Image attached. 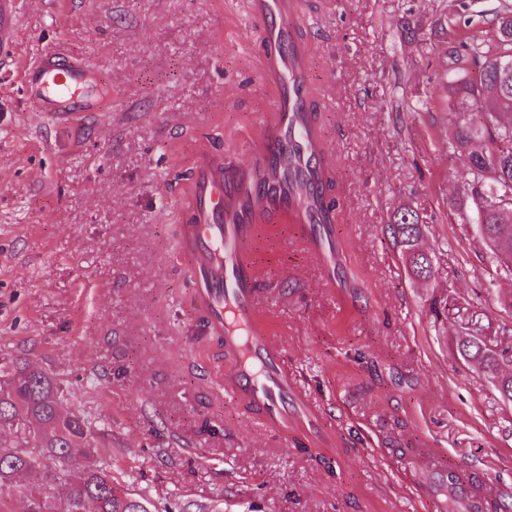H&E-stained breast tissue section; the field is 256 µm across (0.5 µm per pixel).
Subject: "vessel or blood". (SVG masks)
I'll use <instances>...</instances> for the list:
<instances>
[{
  "label": "vessel or blood",
  "instance_id": "b4317fda",
  "mask_svg": "<svg viewBox=\"0 0 512 512\" xmlns=\"http://www.w3.org/2000/svg\"><path fill=\"white\" fill-rule=\"evenodd\" d=\"M295 7V0H250L262 68L274 89L271 113L249 147V164L231 152L199 156L180 245L190 261L195 306L223 341L225 393L249 406L267 429L328 449L334 440L323 431V414L312 408L262 322L254 288L268 233L280 224L321 260L327 281L336 278V209L321 163L326 145L312 112L308 50L286 23ZM18 23L17 0H0L1 61L14 53ZM21 83L34 111L74 118L89 108V67L60 64L58 54L43 56ZM456 473L448 480L432 449L419 448L407 456L401 477L427 487L442 504L459 493L481 499L474 473L465 466Z\"/></svg>",
  "mask_w": 512,
  "mask_h": 512
}]
</instances>
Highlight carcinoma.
Returning <instances> with one entry per match:
<instances>
[{
	"label": "carcinoma",
	"mask_w": 512,
	"mask_h": 512,
	"mask_svg": "<svg viewBox=\"0 0 512 512\" xmlns=\"http://www.w3.org/2000/svg\"><path fill=\"white\" fill-rule=\"evenodd\" d=\"M462 2L448 18V34L486 20L469 14ZM495 52L472 34L448 52L446 106L459 117L451 149L470 172L448 207H466L473 223L486 224L493 238L489 259L499 274L512 277V4L492 15ZM389 230L406 262L419 277H430L432 257L418 248L419 216L398 210ZM460 353L498 381L500 397H512V375L499 373V358L473 339L459 342ZM60 388L47 374L18 359L0 364V512H12L4 496L18 497L25 512H147L123 492L112 472L97 463L96 439L85 420L61 413Z\"/></svg>",
	"instance_id": "1"
}]
</instances>
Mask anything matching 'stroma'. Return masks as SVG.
<instances>
[{
	"instance_id": "stroma-1",
	"label": "stroma",
	"mask_w": 512,
	"mask_h": 512,
	"mask_svg": "<svg viewBox=\"0 0 512 512\" xmlns=\"http://www.w3.org/2000/svg\"><path fill=\"white\" fill-rule=\"evenodd\" d=\"M19 2L18 52L0 64V363L52 374L149 512H437L399 479L427 446L512 503V402L457 346L480 340L512 373V279L468 210L448 207L469 178L440 80L460 0H300L289 19L309 50L343 261L327 284L282 239L256 288L336 434L327 466L225 394L179 247L196 154L234 145L247 161L273 98L248 0ZM49 51L90 67L103 111L30 110L19 75ZM398 207L424 222L430 280L387 229Z\"/></svg>"
}]
</instances>
